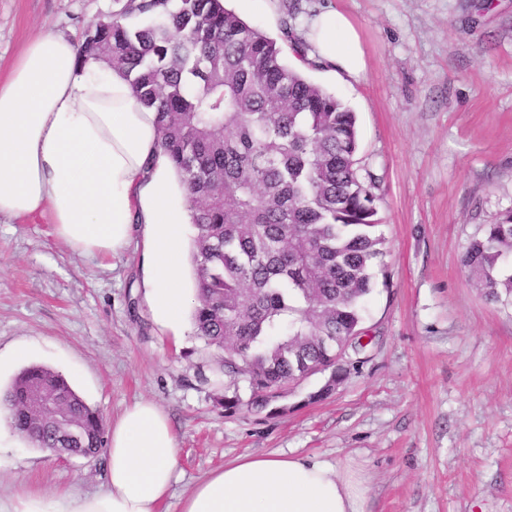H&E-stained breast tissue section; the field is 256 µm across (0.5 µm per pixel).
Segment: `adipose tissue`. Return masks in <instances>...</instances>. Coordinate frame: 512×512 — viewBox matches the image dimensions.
Returning a JSON list of instances; mask_svg holds the SVG:
<instances>
[{"instance_id":"obj_1","label":"adipose tissue","mask_w":512,"mask_h":512,"mask_svg":"<svg viewBox=\"0 0 512 512\" xmlns=\"http://www.w3.org/2000/svg\"><path fill=\"white\" fill-rule=\"evenodd\" d=\"M316 60L359 79L366 60L350 20L329 8L309 19ZM155 115L118 72L50 31L34 36L0 80V218L49 212L55 236L80 255L112 257L141 240L154 321L182 339L189 217L183 188L156 148ZM177 437L141 400L107 434L103 491H65L54 504L23 491L0 512H161L175 479ZM364 478L312 457L251 455L198 482L180 512H365Z\"/></svg>"}]
</instances>
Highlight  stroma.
Instances as JSON below:
<instances>
[{"label":"stroma","mask_w":512,"mask_h":512,"mask_svg":"<svg viewBox=\"0 0 512 512\" xmlns=\"http://www.w3.org/2000/svg\"><path fill=\"white\" fill-rule=\"evenodd\" d=\"M333 7L365 52L355 81L305 75L357 115L362 167L378 185L386 285L363 323L361 365L323 399L324 372L257 412L218 353L161 332L145 303L142 246L73 253L49 214L0 220V389L32 364L62 373L104 424L141 399L168 415L178 462L166 512L243 455L313 456L366 478V512H512V305L488 301L465 246L512 210V0H226L281 39L286 5ZM119 0H0V76L33 35L80 40ZM105 455L60 458L0 429V495L105 487Z\"/></svg>","instance_id":"stroma-1"}]
</instances>
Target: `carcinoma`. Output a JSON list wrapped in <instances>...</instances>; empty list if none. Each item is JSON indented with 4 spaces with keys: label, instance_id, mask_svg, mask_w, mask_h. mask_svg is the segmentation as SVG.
<instances>
[{
    "label": "carcinoma",
    "instance_id": "obj_1",
    "mask_svg": "<svg viewBox=\"0 0 512 512\" xmlns=\"http://www.w3.org/2000/svg\"><path fill=\"white\" fill-rule=\"evenodd\" d=\"M289 11L283 42L248 25L224 0H126L90 24L83 58L112 63L156 112L158 148L187 190L196 234L190 262L196 335L224 352L218 370L249 385L248 405L331 370L361 346L365 303L385 268L374 175L359 166L356 115L285 61L308 65ZM475 285L512 304V211L461 256ZM37 392L63 400L68 424L30 410ZM11 429L36 448L99 453L104 425L59 372L21 369L0 392Z\"/></svg>",
    "mask_w": 512,
    "mask_h": 512
}]
</instances>
